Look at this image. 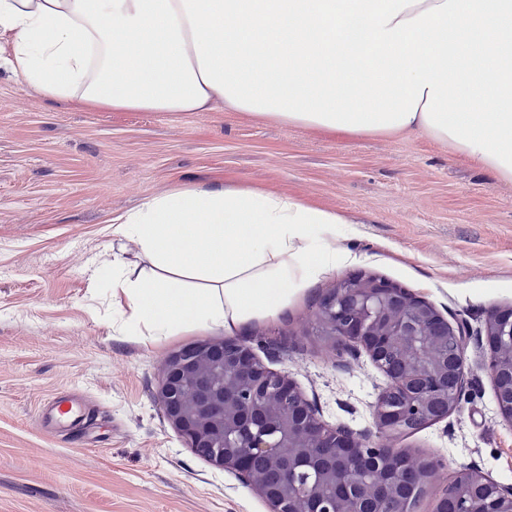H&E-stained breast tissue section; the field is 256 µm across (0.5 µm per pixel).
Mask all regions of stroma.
<instances>
[{"label":"stroma","instance_id":"1","mask_svg":"<svg viewBox=\"0 0 512 512\" xmlns=\"http://www.w3.org/2000/svg\"><path fill=\"white\" fill-rule=\"evenodd\" d=\"M243 183L348 216L336 241L354 261L288 311L245 333L295 380L322 420L372 429L384 377L366 354L338 357L317 308L352 273L397 283L449 323L467 322L461 408L398 448L512 484V425L497 413L476 336L512 307V182L416 134L338 138L218 106L205 112H96L38 98L0 66V512H269L243 479L196 455L154 395L172 353L112 329V260L138 246L112 225L176 185ZM61 391L98 417L51 434L40 405Z\"/></svg>","mask_w":512,"mask_h":512}]
</instances>
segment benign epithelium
Instances as JSON below:
<instances>
[{"label": "benign epithelium", "instance_id": "obj_1", "mask_svg": "<svg viewBox=\"0 0 512 512\" xmlns=\"http://www.w3.org/2000/svg\"><path fill=\"white\" fill-rule=\"evenodd\" d=\"M406 312L390 322L396 336H417L426 322L439 323L454 342L448 355L449 363L457 369L458 381L452 402V411L460 409L465 395V336L467 329L448 323L430 302L408 289L386 280L365 276H345L322 296L319 305L324 311L328 330V346L339 352L356 354L365 352L380 372H385L382 361L385 338L373 332L368 320L385 316L388 309L399 304ZM483 361L490 377L496 408L502 419L512 424V393L500 388L501 371L512 370V363L504 366L500 359L504 343L512 340V313L491 311L483 326ZM235 371L232 382L224 381V367ZM420 383L408 392L405 409L418 411L427 406L447 384L437 376L420 373ZM388 384L372 405L373 425L377 440L366 432L348 427H330L317 415L295 382L285 374L270 370L258 360L242 337H224L202 340L172 353L165 361L155 393L167 422L181 435L188 447L221 468L234 470L270 505L271 512H297L295 470L283 460L282 449L292 441L306 442L316 448H329L326 456L331 467L329 473L344 478L347 508L343 512H362V499L358 496V476L366 465H391L403 449L390 444V434L403 410L389 405L387 397L402 383L387 377ZM278 401L283 407H293L298 420L288 429L250 428L242 432L237 451L224 453V431L227 417L252 415L261 408L259 393ZM255 455H263L277 463L281 480L288 487V495L272 492L248 477L249 464ZM484 483L490 486L500 504V512H512V486L502 484L488 476Z\"/></svg>", "mask_w": 512, "mask_h": 512}]
</instances>
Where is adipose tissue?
Masks as SVG:
<instances>
[{"label":"adipose tissue","mask_w":512,"mask_h":512,"mask_svg":"<svg viewBox=\"0 0 512 512\" xmlns=\"http://www.w3.org/2000/svg\"><path fill=\"white\" fill-rule=\"evenodd\" d=\"M27 90L98 111L215 102L361 137L416 133L512 182V0H0ZM336 210L249 185H178L112 227L123 331L233 335L349 263Z\"/></svg>","instance_id":"1"}]
</instances>
